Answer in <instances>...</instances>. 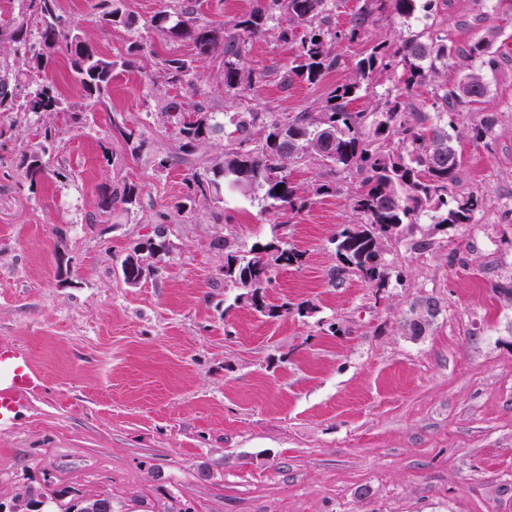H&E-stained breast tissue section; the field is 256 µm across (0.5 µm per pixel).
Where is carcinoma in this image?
<instances>
[{
    "instance_id": "obj_1",
    "label": "carcinoma",
    "mask_w": 512,
    "mask_h": 512,
    "mask_svg": "<svg viewBox=\"0 0 512 512\" xmlns=\"http://www.w3.org/2000/svg\"><path fill=\"white\" fill-rule=\"evenodd\" d=\"M105 25L133 29L137 16L126 0H100ZM438 0H364L350 14L348 26L336 23V0H256V5L224 26L197 16L192 0H181L174 8L158 11L150 26L173 42L190 41L196 53L184 58L167 56L149 71L147 80L157 91L169 86L188 85L196 63L218 50L224 53V89L245 93L259 83L241 66L247 40L269 33V23L278 22V38L286 42L299 38L298 54L291 62L283 84L301 78L311 84L321 81L340 64L336 44L353 41L365 30L370 18L384 15L407 23L436 13ZM63 54L70 60L73 77L85 91L81 102H72L47 83L35 82L31 73L44 70L53 57ZM466 61L474 70L493 69L496 57L490 40L481 37L465 46L448 43L439 30L425 24L420 31L391 43L383 40L357 63L358 78L329 89L317 112H298L284 123L274 112H213L196 102L188 110L183 102L165 100L164 123L177 134V151L163 158L164 168L175 160L188 169L190 195L175 204L177 212L189 209L202 198L217 205L216 222L224 220L221 193L224 186L244 193L262 194L274 210L299 214L310 207L311 197L302 194L290 180V169L301 162H313L326 169L330 181L315 194L339 193L345 174H357L359 185L350 192L354 222L337 231L333 243L337 263L328 273L332 288L343 287L352 276L381 291L391 284L404 285L405 271L384 258L386 244L398 242L406 230L423 218L435 228L456 224H476L486 209L480 194L452 195L461 165L454 137V116L478 101L487 90L463 95L457 85L434 83L439 71ZM131 60L104 57L88 44L78 23L62 14L58 0H19V19L10 29L0 30V145L19 140L20 130L13 116L43 114L49 118L36 143L26 145L21 163L22 176L36 185L49 174L45 157L55 142L58 128L52 118L64 115L67 124L82 128L99 107H107L112 72L127 67ZM389 72L396 78V94L388 95L372 112L354 111L352 98L376 73ZM433 84L431 111L415 103L421 87ZM497 125L493 114H484L471 127L475 142L489 140ZM224 134L222 156L209 166L193 158L195 150ZM111 136L124 141L131 154L140 152L146 140L121 120H112ZM281 192H276L277 187ZM144 187L123 182L101 192L99 208L108 213L116 207L139 202ZM168 225L155 227L154 237L134 246L121 261L123 281H142L153 274L149 265L139 264L142 254L165 250ZM278 254L286 266L301 267L304 252L288 242L283 233L273 241L254 244L246 255L228 251L224 262V285L264 290L272 282L274 267L265 256ZM250 305L262 316L275 318L288 312V304L269 305L264 295L252 297Z\"/></svg>"
}]
</instances>
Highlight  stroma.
<instances>
[{"label":"stroma","instance_id":"35a3bbf8","mask_svg":"<svg viewBox=\"0 0 512 512\" xmlns=\"http://www.w3.org/2000/svg\"><path fill=\"white\" fill-rule=\"evenodd\" d=\"M97 2L61 6L100 53L134 60L112 74L111 110L79 129L56 117L51 176L37 185L18 167L45 116L23 117L19 144L0 152V379L20 365L31 380L26 407L0 418V502L67 488L110 494L114 512H512V301L492 288L512 277V222L499 211L512 197V0H441L443 36H491L497 58L485 95L454 122L456 192L481 191L489 208L481 223L439 231L424 221L389 245L407 280L382 291L357 278L328 285L355 179L315 197L286 231L279 213L236 190L224 192L223 221L207 203L174 214L187 170L159 165L176 145L159 109L164 96L190 107L202 92L217 112L318 111L359 59L406 26L372 18L316 84L281 85L296 45L272 33L246 49L245 70L261 78L249 97L225 92L219 51L193 86L162 96L146 82L156 56L193 53L148 26L169 0H127L135 32L103 27ZM485 113L498 116L487 147L470 137ZM115 119L143 131L139 156L108 141ZM126 180L143 185L140 204L88 224L103 187ZM165 218L157 274L124 284L121 258ZM284 232L305 262L278 268L266 300L311 302L308 318L261 316L224 284L226 250ZM423 239L431 248L414 250ZM453 252L464 266L449 264ZM423 290L442 312L414 340L402 324Z\"/></svg>","mask_w":512,"mask_h":512}]
</instances>
